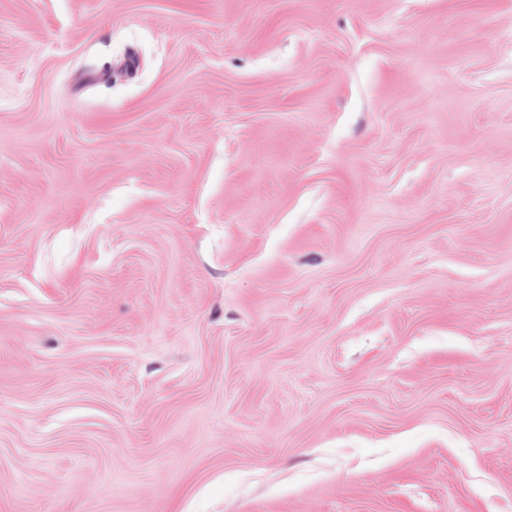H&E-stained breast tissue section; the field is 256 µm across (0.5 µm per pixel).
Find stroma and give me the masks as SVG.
Segmentation results:
<instances>
[{"label":"stroma","instance_id":"1","mask_svg":"<svg viewBox=\"0 0 512 512\" xmlns=\"http://www.w3.org/2000/svg\"><path fill=\"white\" fill-rule=\"evenodd\" d=\"M0 512H512V0H0Z\"/></svg>","mask_w":512,"mask_h":512}]
</instances>
